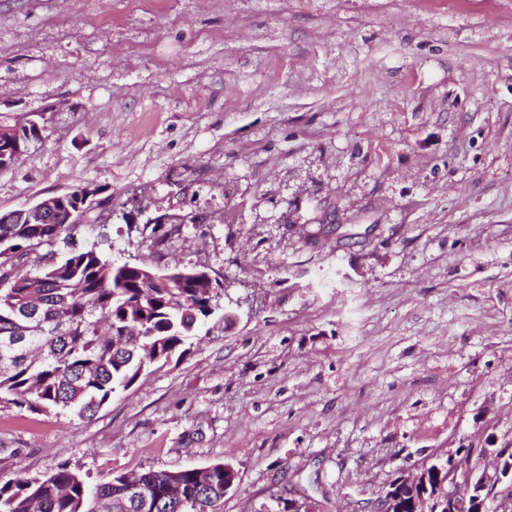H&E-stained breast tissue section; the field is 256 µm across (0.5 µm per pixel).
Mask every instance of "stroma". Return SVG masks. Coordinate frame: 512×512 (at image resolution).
I'll list each match as a JSON object with an SVG mask.
<instances>
[{
	"label": "stroma",
	"instance_id": "obj_1",
	"mask_svg": "<svg viewBox=\"0 0 512 512\" xmlns=\"http://www.w3.org/2000/svg\"><path fill=\"white\" fill-rule=\"evenodd\" d=\"M35 113L0 212L96 195L22 272L92 249L224 296L92 418L0 402V479L226 462L223 512H372L512 448V0H0V125Z\"/></svg>",
	"mask_w": 512,
	"mask_h": 512
}]
</instances>
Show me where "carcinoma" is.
Returning a JSON list of instances; mask_svg holds the SVG:
<instances>
[{
  "label": "carcinoma",
  "instance_id": "obj_1",
  "mask_svg": "<svg viewBox=\"0 0 512 512\" xmlns=\"http://www.w3.org/2000/svg\"><path fill=\"white\" fill-rule=\"evenodd\" d=\"M39 138L31 124L0 140V169L13 165L15 145ZM77 191L48 224L22 212L0 216V401L20 409L75 408L93 416L147 367L186 351L205 311L206 288L189 269L163 275L132 263L114 264L95 250L44 258L35 273L13 271L28 255L73 226ZM233 466L214 463L172 472L148 469L90 482L61 467L43 477L0 482V512H222ZM139 484L143 499L128 494Z\"/></svg>",
  "mask_w": 512,
  "mask_h": 512
}]
</instances>
